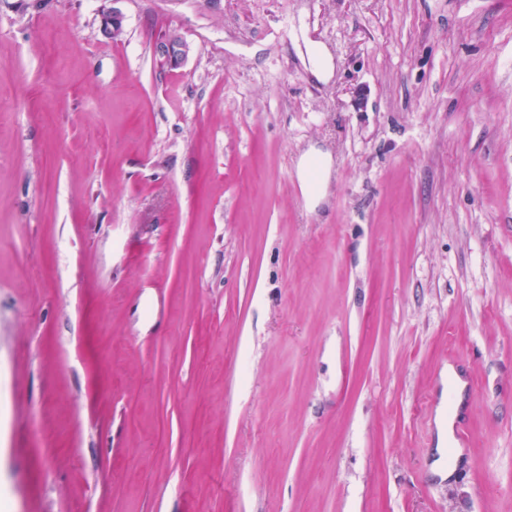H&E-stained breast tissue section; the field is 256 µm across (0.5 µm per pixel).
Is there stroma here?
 <instances>
[{
    "instance_id": "obj_1",
    "label": "stroma",
    "mask_w": 512,
    "mask_h": 512,
    "mask_svg": "<svg viewBox=\"0 0 512 512\" xmlns=\"http://www.w3.org/2000/svg\"><path fill=\"white\" fill-rule=\"evenodd\" d=\"M0 512H512V0H0ZM190 47L176 31H168L157 44V52L169 68L179 67L187 58ZM312 161H317L321 168V178L318 184L312 186L306 179H302V190L307 197H317L321 187L327 182L331 172V161L326 156H308L303 161V169H307Z\"/></svg>"
}]
</instances>
